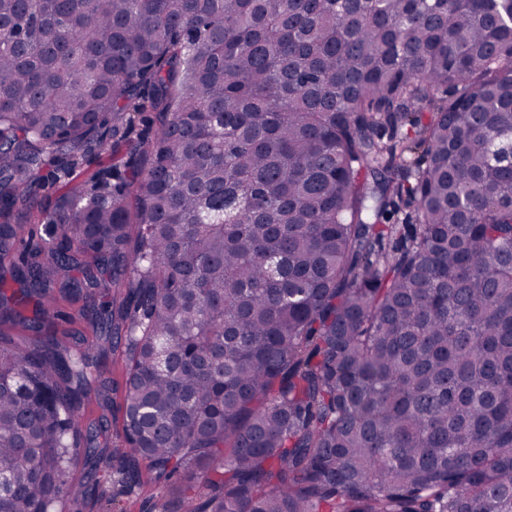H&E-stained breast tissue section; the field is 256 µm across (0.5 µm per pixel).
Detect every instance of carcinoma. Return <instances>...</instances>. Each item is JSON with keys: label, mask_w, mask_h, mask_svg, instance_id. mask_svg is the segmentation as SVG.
Returning <instances> with one entry per match:
<instances>
[{"label": "carcinoma", "mask_w": 512, "mask_h": 512, "mask_svg": "<svg viewBox=\"0 0 512 512\" xmlns=\"http://www.w3.org/2000/svg\"><path fill=\"white\" fill-rule=\"evenodd\" d=\"M510 143L512 0H0V512H512ZM162 494L163 490L150 482L117 496L115 500L91 492L85 501L83 512H157L154 511V505Z\"/></svg>", "instance_id": "carcinoma-1"}]
</instances>
